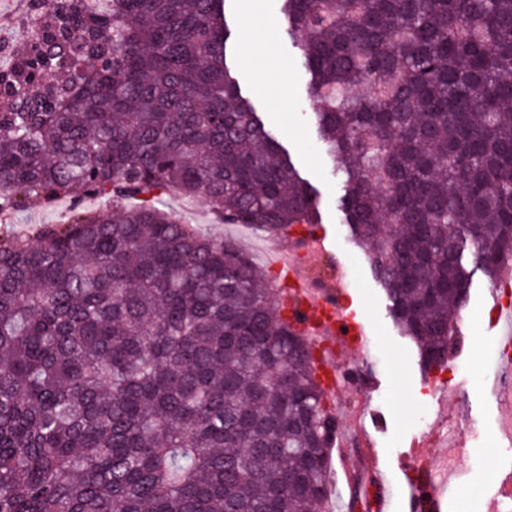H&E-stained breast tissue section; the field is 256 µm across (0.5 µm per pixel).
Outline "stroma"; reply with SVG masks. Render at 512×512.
<instances>
[{"label": "stroma", "instance_id": "obj_1", "mask_svg": "<svg viewBox=\"0 0 512 512\" xmlns=\"http://www.w3.org/2000/svg\"><path fill=\"white\" fill-rule=\"evenodd\" d=\"M224 12L231 29L227 54L233 76L262 113L266 128L288 149L301 176L319 193V229L327 251L319 256L303 254L299 260L311 276L342 277L353 312L370 338L368 348L349 349L339 356L340 364L352 369L354 376L336 387L331 408L354 475L333 477L342 499L330 512H410L411 487L397 469V458L415 440L422 443L416 453L420 472L434 473L441 485L436 495L441 512H488L495 501L490 487L501 481L512 483V463L500 461L501 450L490 438L473 441L468 455L451 456L444 426L456 419L484 430L499 421H512V404L491 393L493 382L512 385V370L489 359L501 336V327L492 318L490 280L478 270L471 275L464 327L451 358L455 375L421 374L411 343L389 316L388 300L371 272L365 248L351 239L336 208L341 182L332 173L314 124L322 103L310 93V75L296 41L287 34L279 0H225ZM260 28L267 29V39L250 42L249 32ZM161 202L215 238L234 231L232 225L215 221L206 199L187 202L165 195ZM70 210V201L61 199L20 212L0 224V236L35 235L44 225L62 223ZM424 412L435 428L430 439L419 424ZM477 456L488 464L479 479L469 475ZM361 484L367 487L365 494L350 501V490Z\"/></svg>", "mask_w": 512, "mask_h": 512}]
</instances>
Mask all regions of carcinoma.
Wrapping results in <instances>:
<instances>
[{
	"mask_svg": "<svg viewBox=\"0 0 512 512\" xmlns=\"http://www.w3.org/2000/svg\"><path fill=\"white\" fill-rule=\"evenodd\" d=\"M224 0H25L0 38V512H319L313 344L253 258L161 210L208 199L270 238L316 190L225 65ZM337 207L424 372L470 270L512 256V0H281ZM372 92L366 93L364 89ZM109 205L94 212L83 200ZM71 210V202L61 199L50 206L32 208L20 212L12 217L9 224H0V236L14 234L24 237H32L37 231L47 224H61Z\"/></svg>",
	"mask_w": 512,
	"mask_h": 512,
	"instance_id": "1",
	"label": "carcinoma"
}]
</instances>
